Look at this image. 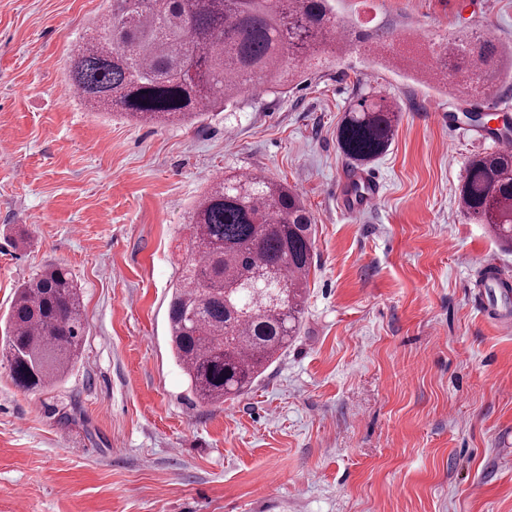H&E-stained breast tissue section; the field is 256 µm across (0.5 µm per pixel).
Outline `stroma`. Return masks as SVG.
Wrapping results in <instances>:
<instances>
[{"instance_id": "1", "label": "stroma", "mask_w": 512, "mask_h": 512, "mask_svg": "<svg viewBox=\"0 0 512 512\" xmlns=\"http://www.w3.org/2000/svg\"><path fill=\"white\" fill-rule=\"evenodd\" d=\"M333 7L353 39L329 66L152 126L85 104L67 78L106 0H0V317L52 263L85 320L76 365L45 389L18 387L0 360V512H512V309L496 320L477 304L481 260L512 279V252L458 200L469 159L495 148L485 130L502 127L512 80L478 95L406 62L463 28L512 45V0ZM380 33L398 66L370 52ZM372 89L400 120L361 166L378 201L351 214L339 192L361 167L336 134ZM241 171L301 195L315 268L296 341L247 393L210 405L172 355L168 306L194 201Z\"/></svg>"}]
</instances>
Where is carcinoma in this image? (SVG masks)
I'll return each mask as SVG.
<instances>
[{"label":"carcinoma","mask_w":512,"mask_h":512,"mask_svg":"<svg viewBox=\"0 0 512 512\" xmlns=\"http://www.w3.org/2000/svg\"><path fill=\"white\" fill-rule=\"evenodd\" d=\"M110 25L73 55L68 77L86 103L110 101L131 121L174 124L270 89L304 60L347 48L330 0H108ZM499 41L473 30L448 39L426 71L460 76L474 92L500 83ZM398 112L361 93L337 129L357 164L390 147ZM466 214L512 244V152L473 156L459 188ZM191 234L168 308L169 343L190 390L208 404L247 392L295 340L314 268L312 218L299 195L260 172L217 176L196 200ZM0 345L15 384L61 379L84 333L80 288L58 266L20 284Z\"/></svg>","instance_id":"carcinoma-1"}]
</instances>
